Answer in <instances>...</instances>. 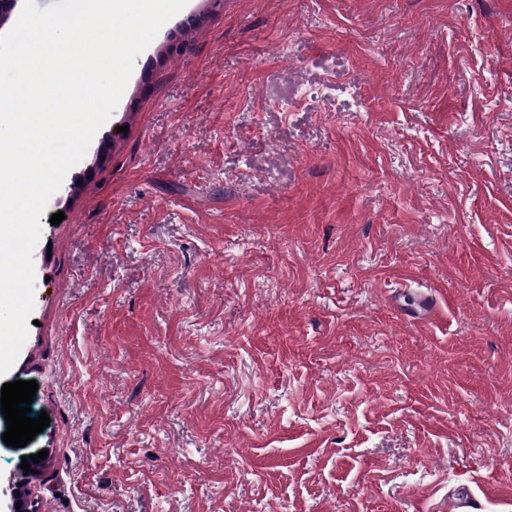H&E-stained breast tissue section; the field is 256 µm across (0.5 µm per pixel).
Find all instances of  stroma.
<instances>
[{
  "label": "stroma",
  "instance_id": "1",
  "mask_svg": "<svg viewBox=\"0 0 512 512\" xmlns=\"http://www.w3.org/2000/svg\"><path fill=\"white\" fill-rule=\"evenodd\" d=\"M40 222L6 379L50 424L0 441L37 512L512 479V0H187ZM405 315L417 318L423 322H431L438 318L440 307L437 299L431 293L422 294L415 299L410 307L404 309Z\"/></svg>",
  "mask_w": 512,
  "mask_h": 512
}]
</instances>
